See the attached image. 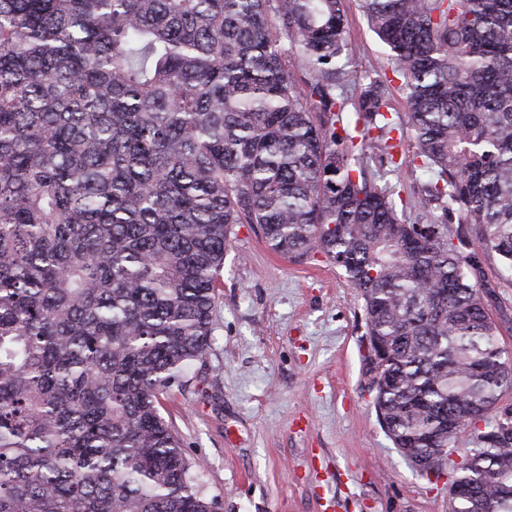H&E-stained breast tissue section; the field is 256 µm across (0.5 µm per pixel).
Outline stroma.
<instances>
[{"mask_svg": "<svg viewBox=\"0 0 512 512\" xmlns=\"http://www.w3.org/2000/svg\"><path fill=\"white\" fill-rule=\"evenodd\" d=\"M357 74L390 76L392 64L358 0H345ZM404 204L419 172L369 163ZM483 284L512 359V282L496 264ZM212 345L164 397L200 483L220 512H448V481L421 475L381 428L365 388V326L357 292L319 253L287 258L256 224L232 228Z\"/></svg>", "mask_w": 512, "mask_h": 512, "instance_id": "35a3bbf8", "label": "stroma"}]
</instances>
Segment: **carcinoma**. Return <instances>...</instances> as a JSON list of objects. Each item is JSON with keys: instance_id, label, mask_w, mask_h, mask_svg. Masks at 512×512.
<instances>
[{"instance_id": "cac0c4a2", "label": "carcinoma", "mask_w": 512, "mask_h": 512, "mask_svg": "<svg viewBox=\"0 0 512 512\" xmlns=\"http://www.w3.org/2000/svg\"><path fill=\"white\" fill-rule=\"evenodd\" d=\"M360 4L411 155L344 0H0V512H218L160 398L211 348L235 224L344 272L380 424L448 512H512L482 290L512 277V0ZM375 148L422 171L415 223ZM346 14V37L352 52V70L359 75H387L390 83L388 99L393 113H398V122L406 127L407 115L404 94L400 89L401 81L392 74V64L386 51L380 45L377 37L371 31L366 16L359 8L358 0H344Z\"/></svg>"}]
</instances>
